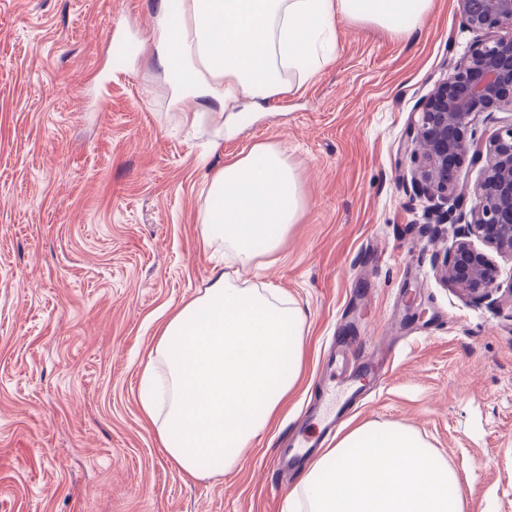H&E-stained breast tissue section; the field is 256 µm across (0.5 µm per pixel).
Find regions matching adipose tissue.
Wrapping results in <instances>:
<instances>
[{"label": "adipose tissue", "mask_w": 512, "mask_h": 512, "mask_svg": "<svg viewBox=\"0 0 512 512\" xmlns=\"http://www.w3.org/2000/svg\"><path fill=\"white\" fill-rule=\"evenodd\" d=\"M433 0H157L152 42L176 97L205 100L227 134L239 130L235 104L252 106L293 90L326 64L336 18L411 34ZM204 247L221 241L245 265L275 257L305 213L301 182L279 145L259 143L227 160L208 183ZM305 315L271 291L242 288L220 271L205 293L160 332L145 415L185 475L235 467L275 420L304 361ZM294 512H464L460 479L414 431L365 422L336 435L313 458Z\"/></svg>", "instance_id": "adipose-tissue-1"}]
</instances>
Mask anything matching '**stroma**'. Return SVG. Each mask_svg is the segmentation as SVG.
Instances as JSON below:
<instances>
[{
	"instance_id": "35a3bbf8",
	"label": "stroma",
	"mask_w": 512,
	"mask_h": 512,
	"mask_svg": "<svg viewBox=\"0 0 512 512\" xmlns=\"http://www.w3.org/2000/svg\"><path fill=\"white\" fill-rule=\"evenodd\" d=\"M153 0H0V512H290L273 459L326 385L332 340L371 355L349 418L416 431L460 478L465 512H512V304L438 268L455 236L408 176L410 125L476 43L459 0L409 36L344 19L335 58L236 135L189 129L151 60ZM280 145L307 207L235 283L295 300L303 383L224 474L186 477L144 415L162 322L210 288L207 183Z\"/></svg>"
}]
</instances>
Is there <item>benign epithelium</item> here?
<instances>
[{
    "label": "benign epithelium",
    "mask_w": 512,
    "mask_h": 512,
    "mask_svg": "<svg viewBox=\"0 0 512 512\" xmlns=\"http://www.w3.org/2000/svg\"><path fill=\"white\" fill-rule=\"evenodd\" d=\"M459 2L467 25L482 39L422 101L407 147L419 157L413 189L440 200L433 208L435 223L454 227V249L441 278L460 294L477 297L500 289L495 256L512 261V122L486 137L466 136L479 114L512 112V38L498 36L501 29L512 30V0ZM466 160L483 163L476 203L467 212L456 182Z\"/></svg>",
    "instance_id": "1"
}]
</instances>
